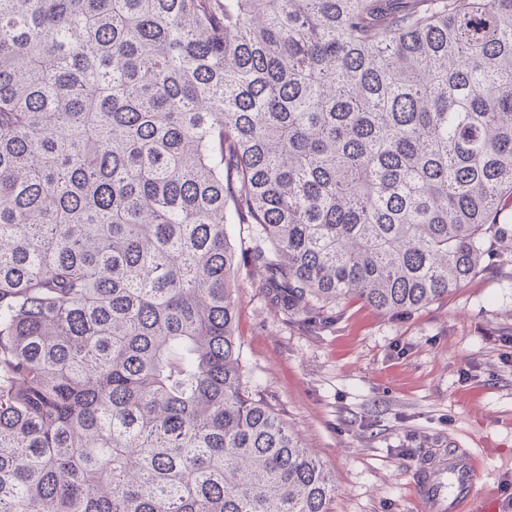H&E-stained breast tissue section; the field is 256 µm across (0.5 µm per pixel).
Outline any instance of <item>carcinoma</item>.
<instances>
[{
    "label": "carcinoma",
    "mask_w": 512,
    "mask_h": 512,
    "mask_svg": "<svg viewBox=\"0 0 512 512\" xmlns=\"http://www.w3.org/2000/svg\"><path fill=\"white\" fill-rule=\"evenodd\" d=\"M512 0H0V512H333L243 381L290 323L512 241Z\"/></svg>",
    "instance_id": "1"
}]
</instances>
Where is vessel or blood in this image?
Masks as SVG:
<instances>
[{"mask_svg":"<svg viewBox=\"0 0 512 512\" xmlns=\"http://www.w3.org/2000/svg\"><path fill=\"white\" fill-rule=\"evenodd\" d=\"M480 470L476 455L465 448L449 449L447 456L425 464L416 494L425 512H467L479 493Z\"/></svg>","mask_w":512,"mask_h":512,"instance_id":"obj_1","label":"vessel or blood"}]
</instances>
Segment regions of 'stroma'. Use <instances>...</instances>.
Here are the masks:
<instances>
[{
  "instance_id": "1",
  "label": "stroma",
  "mask_w": 512,
  "mask_h": 512,
  "mask_svg": "<svg viewBox=\"0 0 512 512\" xmlns=\"http://www.w3.org/2000/svg\"><path fill=\"white\" fill-rule=\"evenodd\" d=\"M230 236L245 382L316 452L334 512H423L416 475L451 448L478 455L480 487L512 512L511 247L498 273L410 315L350 303L294 324L250 262L255 228L234 224Z\"/></svg>"
}]
</instances>
